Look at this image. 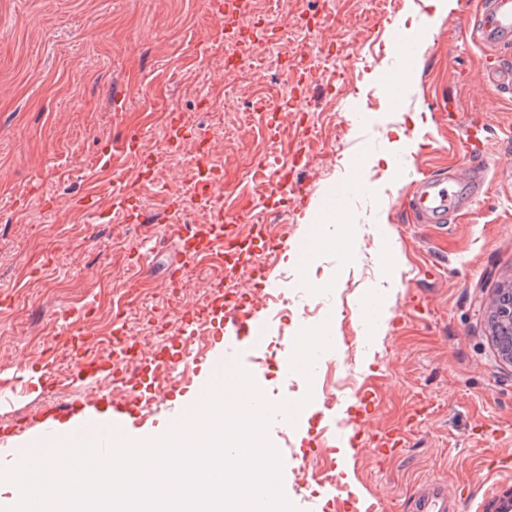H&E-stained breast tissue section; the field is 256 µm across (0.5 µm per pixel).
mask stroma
I'll use <instances>...</instances> for the list:
<instances>
[{"mask_svg":"<svg viewBox=\"0 0 512 512\" xmlns=\"http://www.w3.org/2000/svg\"><path fill=\"white\" fill-rule=\"evenodd\" d=\"M387 17L379 0H288L269 23L280 39L256 65L224 83V29L210 0H0V424L36 419L74 393L114 394L107 378H77L65 349L62 319L86 313L107 353L115 319L146 306L133 323L146 345H162L170 327L164 295L181 255L167 224L168 196L189 175L185 159H162L142 183L135 160L101 155L135 130L161 152L165 113L177 111L210 134L212 164L222 173L223 211L256 219L267 233L299 243L309 199L258 197L251 175L270 178L304 159L291 179L322 192L357 177L362 188L344 206L353 231L345 246L317 255L304 269L283 253L259 257L279 279L275 297L255 283L268 322L256 337L254 370L269 401H307L309 414L268 437L286 461L282 487L297 512H365L384 500L409 512L428 479H446L476 512L477 493L512 456V363L498 355L490 329L497 291L512 284V94L480 90L481 62L512 65V44L487 51L456 35L455 11L435 14L430 0H395ZM425 25L422 63L402 82V108L390 106L380 77L398 53L389 26ZM312 60L301 63L299 48ZM305 88L307 134L276 135L274 114ZM474 121L487 141L480 165L492 184L467 219L417 224L400 211L420 172L452 175L463 163L462 138ZM405 154L385 159L388 142ZM141 183L146 221L125 223L109 205L114 179ZM329 328V348L313 358L314 384L282 375V347L296 325ZM357 348L348 351V340ZM222 344L206 328L201 345L175 375L183 390L133 425L159 430L194 400L209 377L206 360ZM49 362L72 388L20 387L23 363ZM369 387L378 426H405L415 404L433 412L407 428L405 447L385 465L364 451L342 455L322 446L338 421H352L357 393ZM312 458L336 483L305 481Z\"/></svg>","mask_w":512,"mask_h":512,"instance_id":"35a3bbf8","label":"stroma"}]
</instances>
